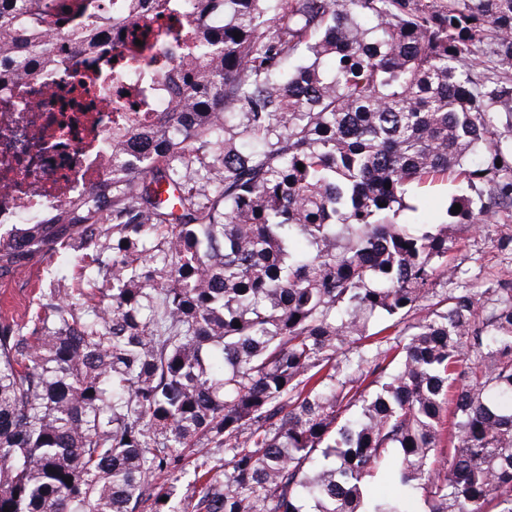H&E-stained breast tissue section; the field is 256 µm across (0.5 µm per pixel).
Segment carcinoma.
I'll use <instances>...</instances> for the list:
<instances>
[{"mask_svg": "<svg viewBox=\"0 0 512 512\" xmlns=\"http://www.w3.org/2000/svg\"><path fill=\"white\" fill-rule=\"evenodd\" d=\"M153 16L92 76L137 82L102 177L0 237L90 289L0 324V512H183L214 446L191 512H512V277L433 301L448 234L401 219L512 211V0H0V82ZM453 191V186L441 185L435 188V195L426 197L422 203L420 210L424 209L428 216V224H420V228L423 230H428L430 227L435 226L436 222H439L442 214V207L445 201V198L448 197V194Z\"/></svg>", "mask_w": 512, "mask_h": 512, "instance_id": "carcinoma-1", "label": "carcinoma"}]
</instances>
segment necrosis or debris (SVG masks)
<instances>
[{"label":"necrosis or debris","mask_w":512,"mask_h":512,"mask_svg":"<svg viewBox=\"0 0 512 512\" xmlns=\"http://www.w3.org/2000/svg\"><path fill=\"white\" fill-rule=\"evenodd\" d=\"M86 68L80 55L67 73L53 79L34 76L27 83V103L0 112V156L11 165L9 176L0 175V230L25 223L33 213L48 215L64 197L83 191L99 177L106 158L101 138L118 115L111 100L93 87L86 99L95 107L98 136L87 137L75 127V114L65 107V90ZM48 126L55 130L54 147H34L33 135Z\"/></svg>","instance_id":"necrosis-or-debris-1"}]
</instances>
